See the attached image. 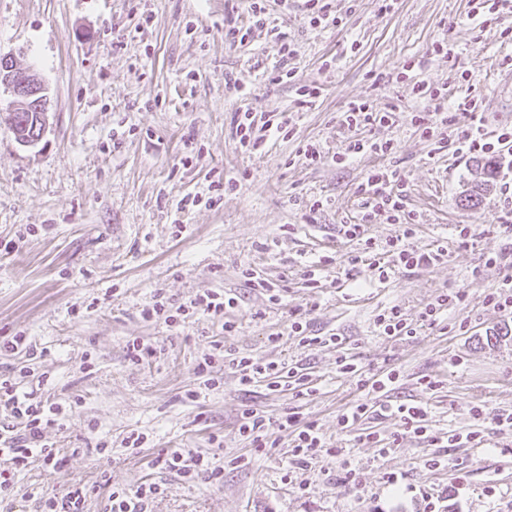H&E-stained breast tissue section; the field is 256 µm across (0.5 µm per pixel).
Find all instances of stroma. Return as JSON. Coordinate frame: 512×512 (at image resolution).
Segmentation results:
<instances>
[{"mask_svg":"<svg viewBox=\"0 0 512 512\" xmlns=\"http://www.w3.org/2000/svg\"><path fill=\"white\" fill-rule=\"evenodd\" d=\"M332 7L341 22L323 29L309 24L301 0H270L266 27L296 50L294 78L272 84L278 57L244 0L238 23L252 34L234 48L224 43L225 0H0V54L35 71L50 98L45 136L23 147L7 124L11 97L0 95V336L26 337L39 353L0 354V375L23 377L65 408L45 434L62 465L35 460L18 471L0 457V471L14 477L0 512H42L43 497L78 487L88 491L85 512H106L112 489L149 483L160 492L147 512H422L427 493L442 495V512H512V431L491 421L512 412V315L484 302L512 275V225L500 219L512 153L497 155L493 190L467 208L462 199L481 169L460 149L461 131L491 139L512 126V65L503 62L512 58V13L478 15L473 0ZM437 41L448 45L447 58L433 54ZM413 62L449 100L478 101L476 112H449L446 148L435 149L410 121L424 107L412 92ZM309 84L320 88L310 105L298 95ZM365 98L394 108L393 123L344 126L349 104ZM243 106L287 118L289 136L241 150L233 117ZM362 138L392 141L395 150L333 163ZM308 142L321 163L301 154ZM375 168L395 171L406 190L417 220L412 245L447 249L439 262L393 267L381 283L369 280L357 241L344 234L358 223L379 244L398 233L386 220H362L358 187ZM222 174L239 179L223 203L178 210L183 196ZM460 224L474 227L465 245ZM490 256L496 265H486ZM316 261L323 267L312 288L307 270ZM249 268L278 286L279 301L248 284ZM445 288L464 289L467 300L428 325L421 314ZM208 290L236 298L226 312L233 335L196 313L172 326L143 316L153 298L174 309ZM393 306L415 336L380 335L375 318ZM296 311L312 333L337 334L342 345L303 347L290 333ZM276 331L282 339L269 343ZM216 340L224 343L220 383L203 390L194 367ZM135 341L152 343L154 355L129 361ZM343 354L368 376L397 370L390 400L426 404L432 439L402 432L391 417L337 427L339 411L362 396L336 370ZM241 355L303 368L306 392L241 386L233 363ZM426 375L437 381L433 390L420 383ZM195 389L199 398L187 399ZM475 405L487 420L474 419ZM247 408L317 422L335 455L287 473L283 434L277 447L252 455L238 434ZM133 430L145 436L136 453L124 443ZM469 430L482 431L481 447H448L449 432ZM371 431L397 437V446L380 453L364 438ZM166 450L204 454L223 467V485L156 467ZM247 455L252 464L238 467ZM438 457L445 466L429 467ZM390 473L396 484L387 483Z\"/></svg>","mask_w":512,"mask_h":512,"instance_id":"obj_1","label":"stroma"}]
</instances>
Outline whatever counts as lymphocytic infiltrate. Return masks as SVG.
<instances>
[{"mask_svg":"<svg viewBox=\"0 0 512 512\" xmlns=\"http://www.w3.org/2000/svg\"><path fill=\"white\" fill-rule=\"evenodd\" d=\"M396 175L385 169L370 172L365 183L359 185L361 194L369 198L368 218L385 217L388 221L399 224L400 233L389 240L386 245H379L366 238L362 225L352 224L347 229L351 238L360 239L363 255L369 256V267L379 280H386L390 265L413 269L422 265L435 263L443 259L445 251L436 248L422 251L413 248L410 240L415 233L413 218L405 217L403 210L404 189L395 186ZM235 298L218 292H208L191 302L189 307H177L175 313L166 314L163 304H149L143 311L146 319L165 317L167 323H176L178 315L185 310L200 312L222 321L225 332H233L235 324L224 317L225 309L235 307ZM340 373L356 378L364 396L349 405L337 416L341 428L351 429L373 416H393L400 423L403 432L425 436L429 433L428 411L421 404H400L397 406L378 403L376 393L384 391L397 382L396 370H388L379 376H363L358 366L341 356L336 360ZM0 404L9 410L12 419L20 421L22 433L12 434L10 427L0 426V455L10 457L16 468H24L29 459L37 457L49 466H57L61 461L59 449L48 446L44 432L48 427L57 425L61 409L54 403L43 400L36 391L23 390L16 379H0ZM290 433L292 448L288 461L289 467H308L318 463L329 448L317 423L301 421L297 413L289 412L278 417H271L258 410L248 408L241 414L238 434L247 440L251 448L270 447L273 431ZM157 462L162 468L181 473L188 479L199 477L218 484L224 479V470L212 465L208 458L194 456L180 451H171L158 456Z\"/></svg>","mask_w":512,"mask_h":512,"instance_id":"obj_1","label":"lymphocytic infiltrate"}]
</instances>
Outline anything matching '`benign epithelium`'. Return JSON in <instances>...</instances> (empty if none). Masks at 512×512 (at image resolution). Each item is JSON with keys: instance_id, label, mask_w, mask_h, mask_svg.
<instances>
[{"instance_id": "benign-epithelium-1", "label": "benign epithelium", "mask_w": 512, "mask_h": 512, "mask_svg": "<svg viewBox=\"0 0 512 512\" xmlns=\"http://www.w3.org/2000/svg\"><path fill=\"white\" fill-rule=\"evenodd\" d=\"M0 88L12 97L9 123H14L17 112L36 113L32 131L15 132V141L23 147L38 144L47 131L49 96L44 82L33 71L17 66L12 58L0 55Z\"/></svg>"}]
</instances>
